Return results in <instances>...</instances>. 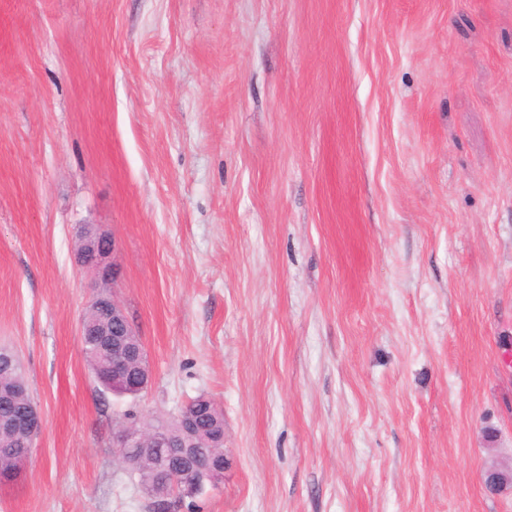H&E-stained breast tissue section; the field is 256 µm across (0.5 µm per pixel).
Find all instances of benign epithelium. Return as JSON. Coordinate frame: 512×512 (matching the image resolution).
Returning a JSON list of instances; mask_svg holds the SVG:
<instances>
[{
	"label": "benign epithelium",
	"mask_w": 512,
	"mask_h": 512,
	"mask_svg": "<svg viewBox=\"0 0 512 512\" xmlns=\"http://www.w3.org/2000/svg\"><path fill=\"white\" fill-rule=\"evenodd\" d=\"M114 249L113 239L99 235L87 245V253L76 258V263L92 273L99 284L112 285L113 271L105 259ZM97 301L105 316L112 320V339L103 343L112 361V380L128 388V392L139 394L150 380L144 345L139 341L115 292H102L97 296ZM11 426L25 433L32 445L41 430L42 419L36 410L22 412L11 421ZM113 447L122 458L131 450L142 447L168 449L171 464L166 468L164 481L175 490L182 485L184 476L190 473L208 480L212 489L219 488L224 479V458L202 460L198 449L185 447L180 438L171 435L165 428L153 429L148 433L133 426L124 428L115 435ZM485 480L490 489L496 490L512 482V469L489 468L485 471Z\"/></svg>",
	"instance_id": "7a95c632"
}]
</instances>
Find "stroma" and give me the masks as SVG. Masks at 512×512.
Segmentation results:
<instances>
[{
	"label": "stroma",
	"mask_w": 512,
	"mask_h": 512,
	"mask_svg": "<svg viewBox=\"0 0 512 512\" xmlns=\"http://www.w3.org/2000/svg\"><path fill=\"white\" fill-rule=\"evenodd\" d=\"M149 355L101 391L84 225ZM0 512H153L120 426L205 394L199 512H512V0H0ZM29 403L34 404L28 393L22 395L15 405L0 401V480L1 476L6 479L14 478L23 467V461H26H22L21 458L27 455V440L25 436L11 431L8 421L19 413L21 407ZM11 426L29 437L28 448H31L41 430L42 419L38 410L21 412L11 421ZM6 450L12 451L13 454L5 453Z\"/></svg>",
	"instance_id": "1"
}]
</instances>
